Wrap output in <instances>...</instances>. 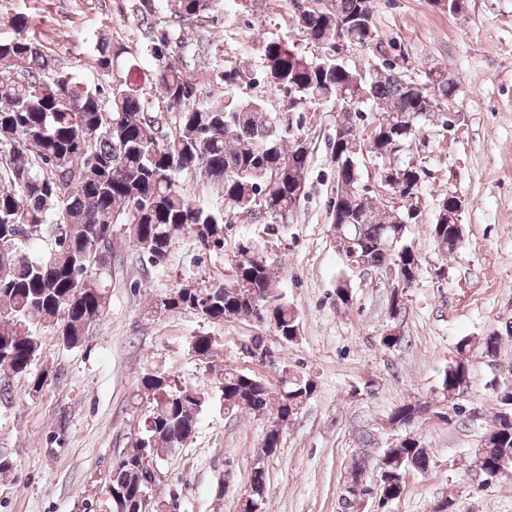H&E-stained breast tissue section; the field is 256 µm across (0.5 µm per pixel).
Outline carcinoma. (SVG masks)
<instances>
[{"mask_svg": "<svg viewBox=\"0 0 512 512\" xmlns=\"http://www.w3.org/2000/svg\"><path fill=\"white\" fill-rule=\"evenodd\" d=\"M377 0H310L298 11L297 25L306 40L336 49V31L360 47H372L377 33ZM215 0H140L144 52L152 70L137 61L114 72L123 48L104 38L97 48L101 82L89 85L55 69V59L31 33L29 19H17L18 37L0 42V389L27 376L41 348L43 331L52 329L61 343L74 348L109 307L112 257L117 226L147 261L163 263L177 237L191 234L200 249L224 247V225L237 215L269 226L286 224L305 198L309 149L304 146L303 117L286 124L282 112H301L306 104L326 102L336 112V128L350 140H334L336 175L333 224L344 262L355 252L372 269L396 266L403 284L412 283L421 260L401 243L412 211L385 208L361 186L360 147L378 158L389 157L414 141L421 121L454 99L456 86L437 69L416 82L385 61L369 73L334 60L314 58L284 39L262 42L266 86L286 97L273 112L263 98L244 97L236 86L250 78L240 68L224 72V102H197L195 83L183 72L185 38L172 25L203 19ZM372 102L376 118L368 138L357 122L361 105ZM174 116L168 128V116ZM197 173L221 187L224 209L193 201L179 184L182 173ZM422 170L412 163L380 171L382 183L413 199ZM459 200L443 194L430 236L438 252L452 255L461 247L462 227L448 222L461 216ZM269 304L278 320L280 339L298 336L297 315L278 291L267 258L240 247L230 279L175 288L156 302L164 313L190 309L207 321L260 319L255 297ZM193 352L214 353V339L194 337ZM470 343L456 345L455 358L440 382L450 398L460 379L469 377ZM224 405L231 410L271 414L270 425L293 420L315 391L312 381L294 377L274 393L265 381L224 366L216 373ZM137 397L149 404L144 427L133 448L105 477V512H133L152 474L194 435L209 396L169 377L144 374ZM491 428L475 452L472 470L512 456V394L500 398ZM428 409L403 403L389 417L406 426ZM430 458L417 439L406 438L384 450L377 471H393L395 486L386 496L398 498L410 470L425 471Z\"/></svg>", "mask_w": 512, "mask_h": 512, "instance_id": "carcinoma-1", "label": "carcinoma"}]
</instances>
